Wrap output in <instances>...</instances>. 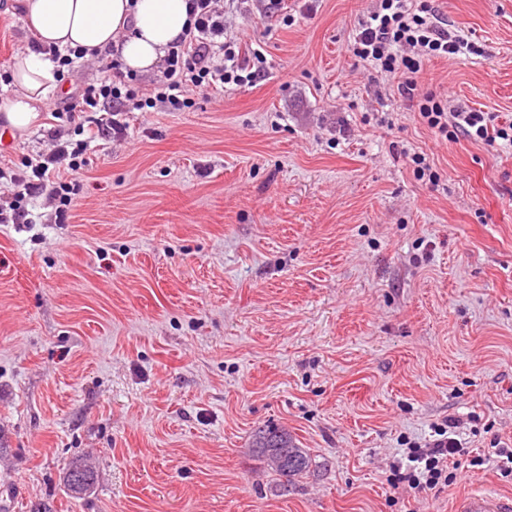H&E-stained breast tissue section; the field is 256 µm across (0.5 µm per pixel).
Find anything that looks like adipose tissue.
I'll return each mask as SVG.
<instances>
[{
    "label": "adipose tissue",
    "mask_w": 512,
    "mask_h": 512,
    "mask_svg": "<svg viewBox=\"0 0 512 512\" xmlns=\"http://www.w3.org/2000/svg\"><path fill=\"white\" fill-rule=\"evenodd\" d=\"M28 29L37 41L67 50L116 44L124 67L156 70L187 23L186 0H22ZM12 94L0 97V119L11 134L25 135L60 87L49 55L17 54L8 66Z\"/></svg>",
    "instance_id": "ef3b65f1"
}]
</instances>
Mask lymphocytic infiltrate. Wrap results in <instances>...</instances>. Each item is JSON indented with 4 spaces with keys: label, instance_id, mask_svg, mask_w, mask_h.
<instances>
[{
    "label": "lymphocytic infiltrate",
    "instance_id": "1",
    "mask_svg": "<svg viewBox=\"0 0 512 512\" xmlns=\"http://www.w3.org/2000/svg\"><path fill=\"white\" fill-rule=\"evenodd\" d=\"M190 25L184 36L170 46L163 60L162 75L150 92H143L138 76L124 70L108 52L85 55L78 50H60L34 44V51L51 55L59 74L76 65L96 71L95 80L76 86L54 113L78 125L89 112H181L193 108L197 98L223 90L227 85L252 84L260 75L264 54L243 50L228 38L225 11L220 0H188ZM469 43L449 32L446 22L428 0H376L353 38L355 56L377 73L396 80L399 95L415 109L418 122L443 140L460 137L488 147L512 146V121L495 112L448 109L431 93L419 90V77L432 59L461 53ZM86 141H72L61 129L49 134V147L29 160L28 174H7L16 191L8 207H0V224H20L26 218L23 202L43 196L54 204L55 218L66 222L79 182L64 181L62 171L79 172L86 165ZM435 438L421 445L411 443L405 457L395 460L389 475L392 490L401 485L413 489H441L456 480L451 467L460 448L452 423L435 426Z\"/></svg>",
    "mask_w": 512,
    "mask_h": 512
}]
</instances>
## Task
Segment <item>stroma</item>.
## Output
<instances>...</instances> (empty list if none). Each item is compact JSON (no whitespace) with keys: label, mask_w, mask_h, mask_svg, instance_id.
Returning <instances> with one entry per match:
<instances>
[{"label":"stroma","mask_w":512,"mask_h":512,"mask_svg":"<svg viewBox=\"0 0 512 512\" xmlns=\"http://www.w3.org/2000/svg\"><path fill=\"white\" fill-rule=\"evenodd\" d=\"M227 0L261 46L252 84L185 112H129L86 140L67 223L44 198L0 224V512H452L512 448V149L442 143L352 52L371 0ZM478 53L432 59L421 92L512 118V0H433ZM30 32L0 0V79ZM53 95L51 106L61 102ZM50 108L0 140L17 171ZM423 152L441 176L419 180ZM458 421L457 479L392 491L407 442ZM286 428L311 456L289 491L253 455ZM98 482L76 498L66 463Z\"/></svg>","instance_id":"stroma-1"}]
</instances>
